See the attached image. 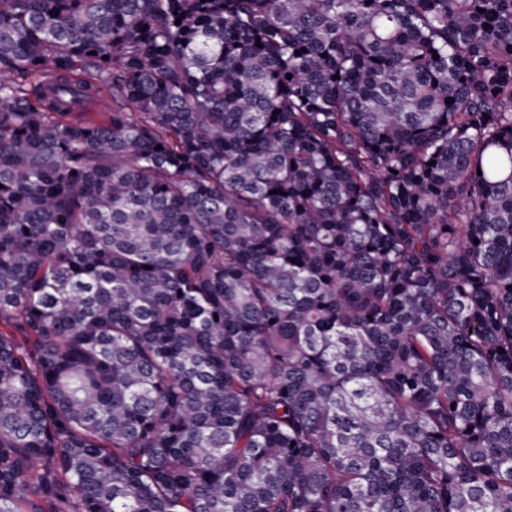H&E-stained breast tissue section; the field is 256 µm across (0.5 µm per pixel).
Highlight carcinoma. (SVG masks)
Returning a JSON list of instances; mask_svg holds the SVG:
<instances>
[{"instance_id": "1", "label": "carcinoma", "mask_w": 512, "mask_h": 512, "mask_svg": "<svg viewBox=\"0 0 512 512\" xmlns=\"http://www.w3.org/2000/svg\"><path fill=\"white\" fill-rule=\"evenodd\" d=\"M0 512H512V0H0Z\"/></svg>"}]
</instances>
